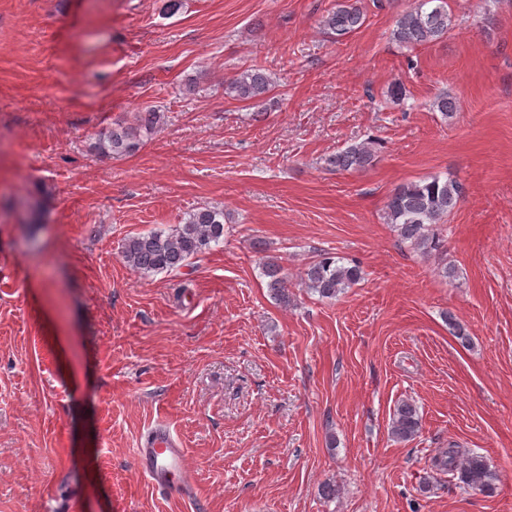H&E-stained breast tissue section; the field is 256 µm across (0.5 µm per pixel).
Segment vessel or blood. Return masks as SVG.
Listing matches in <instances>:
<instances>
[{
	"label": "vessel or blood",
	"instance_id": "obj_1",
	"mask_svg": "<svg viewBox=\"0 0 512 512\" xmlns=\"http://www.w3.org/2000/svg\"><path fill=\"white\" fill-rule=\"evenodd\" d=\"M139 474L172 499L192 496L194 482L184 448L164 423L151 427L135 450Z\"/></svg>",
	"mask_w": 512,
	"mask_h": 512
}]
</instances>
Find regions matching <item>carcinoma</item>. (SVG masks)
Here are the masks:
<instances>
[{
  "label": "carcinoma",
  "instance_id": "1",
  "mask_svg": "<svg viewBox=\"0 0 512 512\" xmlns=\"http://www.w3.org/2000/svg\"><path fill=\"white\" fill-rule=\"evenodd\" d=\"M366 15L359 0H336V5L322 17L323 27L342 40L357 33ZM452 28V16L445 0H418L417 5L400 14L392 30V39L407 48L436 42ZM274 89V82L259 66L239 72L226 85V91L241 101H264ZM160 121L157 112H139L132 124H117L100 134L93 149L108 157L137 152L144 139L152 135ZM376 142L353 144L326 159L331 171L341 172L365 168L376 157ZM463 197L460 183L437 175L422 181L399 185L385 204L386 223L397 237L411 244L421 256L442 253L445 248L444 221ZM224 241V211L204 207L188 214L184 223L169 231L155 230L127 238L121 258L143 273H173ZM266 286L277 300L288 299V276L273 258L262 263ZM363 279L355 260L344 262L328 253H321L304 270L302 285L321 299H334ZM421 418L417 407L402 401L394 409L390 424L393 438L409 441L418 436ZM436 467L456 476L464 487L490 491L496 474L483 457L450 448L436 459Z\"/></svg>",
  "mask_w": 512,
  "mask_h": 512
}]
</instances>
